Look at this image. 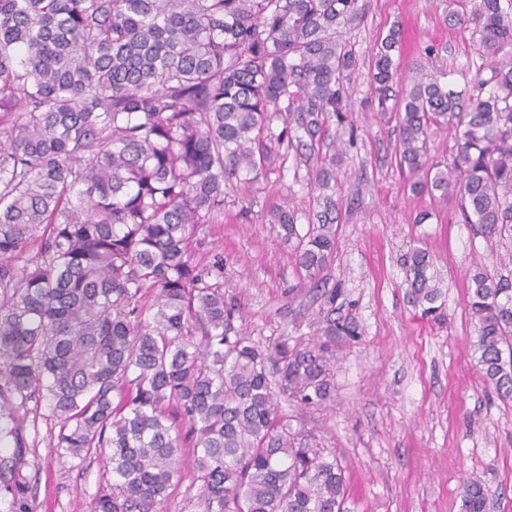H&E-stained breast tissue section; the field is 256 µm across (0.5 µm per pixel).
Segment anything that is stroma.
Returning a JSON list of instances; mask_svg holds the SVG:
<instances>
[{
	"label": "stroma",
	"instance_id": "1",
	"mask_svg": "<svg viewBox=\"0 0 512 512\" xmlns=\"http://www.w3.org/2000/svg\"><path fill=\"white\" fill-rule=\"evenodd\" d=\"M364 3L363 21L346 33L358 59L351 80L357 136L340 166L336 256L324 274L337 292L336 318L352 321L356 333L336 339L330 399L282 411L335 453L348 485L346 512H464L461 484L469 476L484 486L486 512H512V401L481 378L465 306L476 268L512 278V260L461 223L455 200L413 195L395 158L396 119L371 107L368 80L373 49L395 25L415 36L400 55L405 75H435L465 92L484 61L470 29L449 19L461 0ZM250 201L247 222L240 203L226 202L222 223L198 234L195 256L205 264L223 260L224 293L236 299L255 342H311L317 332L312 299L301 292L305 273L278 226L264 219L278 204L312 205L305 167L287 159ZM422 210L431 219L415 223ZM413 245L429 249L442 279L440 320L421 317L407 301L401 257ZM57 433L39 405L25 418V447L0 448V458L22 460L36 512H90L106 461L60 454L52 446Z\"/></svg>",
	"mask_w": 512,
	"mask_h": 512
}]
</instances>
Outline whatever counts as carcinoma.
I'll return each instance as SVG.
<instances>
[{"label":"carcinoma","instance_id":"1","mask_svg":"<svg viewBox=\"0 0 512 512\" xmlns=\"http://www.w3.org/2000/svg\"><path fill=\"white\" fill-rule=\"evenodd\" d=\"M362 0H0V448L25 445L29 402H46L55 447L108 455L92 512H161L194 450L203 512H345L342 469L279 413L319 406L333 385L323 288L336 250V143L354 142V46L336 37ZM450 20L479 54L512 47V9L478 0ZM401 32L376 45L369 85L395 110L396 158L420 195L457 199L486 241H512V60L467 98L400 73ZM453 133V170L429 162ZM308 167L317 209L276 207L296 265L320 299L326 341L270 354L235 325L224 262L194 260L200 226L286 161ZM306 223H301V220ZM406 296L425 316L442 289L429 250L403 255ZM467 310L483 381L512 400V280L470 278ZM13 512H35L19 461L0 459ZM465 512H485L479 480Z\"/></svg>","mask_w":512,"mask_h":512}]
</instances>
